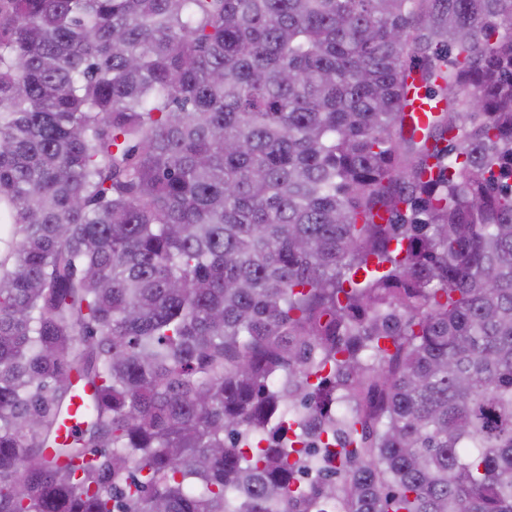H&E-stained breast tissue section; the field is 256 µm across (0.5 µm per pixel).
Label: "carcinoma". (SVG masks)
Here are the masks:
<instances>
[{"mask_svg":"<svg viewBox=\"0 0 512 512\" xmlns=\"http://www.w3.org/2000/svg\"><path fill=\"white\" fill-rule=\"evenodd\" d=\"M0 222V512H512V0H0Z\"/></svg>","mask_w":512,"mask_h":512,"instance_id":"obj_1","label":"carcinoma"}]
</instances>
